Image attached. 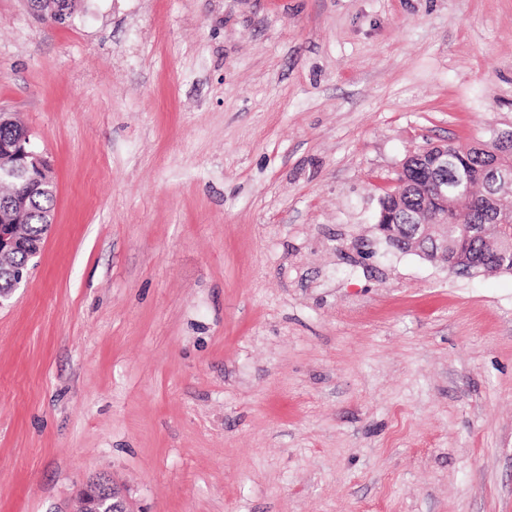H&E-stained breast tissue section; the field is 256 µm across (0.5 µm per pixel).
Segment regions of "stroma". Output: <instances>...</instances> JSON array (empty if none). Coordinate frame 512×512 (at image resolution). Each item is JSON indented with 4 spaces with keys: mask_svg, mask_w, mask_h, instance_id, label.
Segmentation results:
<instances>
[{
    "mask_svg": "<svg viewBox=\"0 0 512 512\" xmlns=\"http://www.w3.org/2000/svg\"><path fill=\"white\" fill-rule=\"evenodd\" d=\"M55 222L0 308V512H512V275L374 224L512 127V0H0ZM31 2L41 11L50 9L51 15L58 16L59 23H65L73 18L78 0H32ZM102 487L89 481L79 491V512H105L100 509L103 507Z\"/></svg>",
    "mask_w": 512,
    "mask_h": 512,
    "instance_id": "stroma-1",
    "label": "stroma"
}]
</instances>
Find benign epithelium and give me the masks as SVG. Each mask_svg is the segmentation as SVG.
Listing matches in <instances>:
<instances>
[{
	"instance_id": "obj_1",
	"label": "benign epithelium",
	"mask_w": 512,
	"mask_h": 512,
	"mask_svg": "<svg viewBox=\"0 0 512 512\" xmlns=\"http://www.w3.org/2000/svg\"><path fill=\"white\" fill-rule=\"evenodd\" d=\"M492 139L500 150L486 160L482 174L495 185L492 200L512 197V167L501 163V156L512 150V129L493 132ZM410 157L423 162L431 173L430 186L442 202H448V195L465 193L469 190L472 175L468 165L455 157H448V151L440 143H433L410 153ZM0 174L24 179L45 190L55 187L52 169L48 161L35 151L30 134L21 128L20 136L0 142ZM378 231L397 250L413 251L425 260L448 269V261L453 259L460 243L448 233L447 220L430 214L422 207L410 211H396L388 218V223L377 225ZM492 253L496 258L495 271L512 269V237L495 235ZM42 241L29 242L24 238L17 222L13 207L0 209V274H8L11 288L0 292V306L7 302L13 292L26 284L29 272L14 265L19 251H24L26 259L36 256L41 250ZM102 487L88 482L79 491V512H101L103 507Z\"/></svg>"
}]
</instances>
